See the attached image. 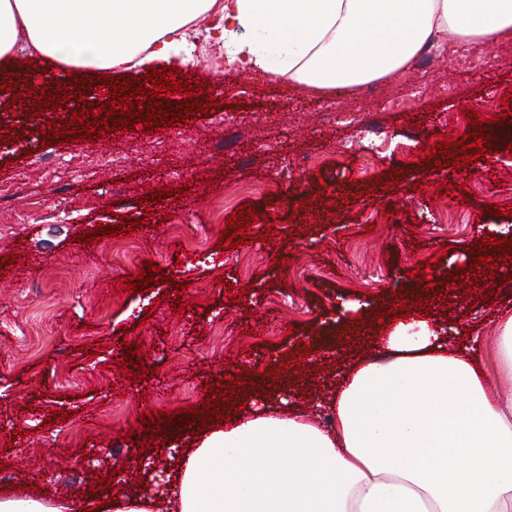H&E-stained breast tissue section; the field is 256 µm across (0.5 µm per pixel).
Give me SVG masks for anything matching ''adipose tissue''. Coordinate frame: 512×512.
Returning <instances> with one entry per match:
<instances>
[{"instance_id": "obj_1", "label": "adipose tissue", "mask_w": 512, "mask_h": 512, "mask_svg": "<svg viewBox=\"0 0 512 512\" xmlns=\"http://www.w3.org/2000/svg\"><path fill=\"white\" fill-rule=\"evenodd\" d=\"M229 64L328 92L397 76L438 35L491 44L512 0H0V57L114 71L194 63L200 18ZM326 427L262 411L202 437L170 512H512V394L427 321L378 337Z\"/></svg>"}]
</instances>
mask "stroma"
I'll use <instances>...</instances> for the list:
<instances>
[{
	"instance_id": "1",
	"label": "stroma",
	"mask_w": 512,
	"mask_h": 512,
	"mask_svg": "<svg viewBox=\"0 0 512 512\" xmlns=\"http://www.w3.org/2000/svg\"><path fill=\"white\" fill-rule=\"evenodd\" d=\"M450 41L441 34L428 58L393 80L323 95L265 73L206 80L200 63L183 77L202 79L219 102L214 113L151 135L115 130L46 149L40 129L56 111L35 116L31 97L14 100L5 86L23 67L0 58V259L18 258L0 267V467L11 476L0 496L14 485L22 497L38 489L76 499L111 474L123 491L166 505L162 491L177 470L161 462L184 457V445L201 437L198 422L211 431L238 411L296 410L325 425L348 368L375 359L372 338L397 299L427 301L414 316L451 340H478L491 388L512 392L494 344L499 316L512 314V287L488 306L446 288L486 235L501 239L491 249L499 276H512L502 262L512 258V217L494 213L512 208V117L504 115L512 35L452 53ZM469 107L488 122V159L455 170L416 162L440 134L474 132ZM444 181L463 185L462 201L435 199ZM164 187L171 196L148 211L145 196ZM242 205L274 214L276 235L261 242L259 220L253 243L219 248ZM119 215L142 221L125 258L112 259L113 236L76 242ZM183 224L202 227L197 250L185 249ZM445 245L452 253L442 254ZM433 257L427 291L410 273ZM150 261L184 284L181 309L165 284L128 292L127 277ZM230 283L243 292L239 302L225 294ZM127 342L141 344L157 375L134 381L119 362ZM296 355V369L279 371ZM243 369L246 385L218 418L160 427L166 444L132 455L127 437L142 433L141 414L200 405L206 379Z\"/></svg>"
}]
</instances>
